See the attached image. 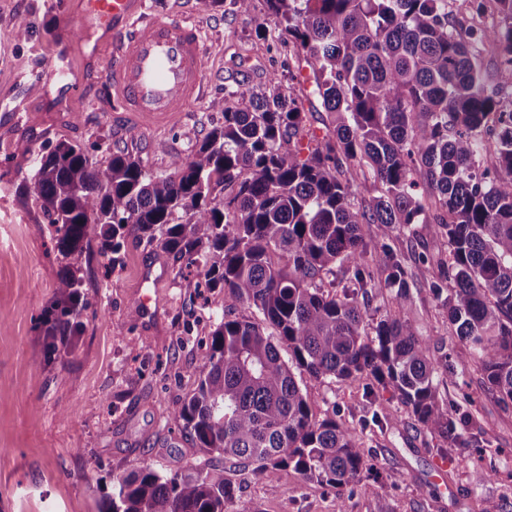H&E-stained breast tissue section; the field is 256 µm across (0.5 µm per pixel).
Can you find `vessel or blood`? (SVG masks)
Masks as SVG:
<instances>
[{
  "mask_svg": "<svg viewBox=\"0 0 512 512\" xmlns=\"http://www.w3.org/2000/svg\"><path fill=\"white\" fill-rule=\"evenodd\" d=\"M71 0H54L65 28L76 23L83 32L103 31L112 38V55L99 73L113 111L132 122L165 121L189 111L203 96V47L198 28L179 14L152 19L144 0H82L79 16Z\"/></svg>",
  "mask_w": 512,
  "mask_h": 512,
  "instance_id": "vessel-or-blood-1",
  "label": "vessel or blood"
}]
</instances>
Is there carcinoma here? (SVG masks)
Returning a JSON list of instances; mask_svg holds the SVG:
<instances>
[{
	"label": "carcinoma",
	"instance_id": "cac0c4a2",
	"mask_svg": "<svg viewBox=\"0 0 512 512\" xmlns=\"http://www.w3.org/2000/svg\"><path fill=\"white\" fill-rule=\"evenodd\" d=\"M265 2L278 37L310 63L331 137L302 155L296 100L275 79L261 96L239 84L224 124L174 159L169 174L154 176L119 150L100 162L61 141L41 155L23 194L48 218L62 257L82 255L96 238L116 254L134 236L200 269L216 305L229 296L246 307L249 315L212 330L197 386L172 419L202 451L258 472L291 468L334 491L344 512V492L371 466L356 427L312 415L295 371L365 374L430 431L448 438L457 430L435 383L457 376L448 353L422 346L399 313L365 323L360 225L376 224L388 238L432 212L448 260L431 273V290L489 388L512 404V101L478 66L490 52L512 71V0H492V23L479 29L457 18L450 0ZM484 134L495 139L492 177L475 163ZM369 174L377 195L359 206L353 187ZM381 249L384 284L401 311L403 259ZM338 270L347 280L340 296L324 290ZM81 288L72 272L59 279L44 321L54 352L79 330ZM233 493L222 468L162 474L143 464L112 477L99 512H224Z\"/></svg>",
	"mask_w": 512,
	"mask_h": 512
}]
</instances>
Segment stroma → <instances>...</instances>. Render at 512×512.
<instances>
[{
  "instance_id": "1",
  "label": "stroma",
  "mask_w": 512,
  "mask_h": 512,
  "mask_svg": "<svg viewBox=\"0 0 512 512\" xmlns=\"http://www.w3.org/2000/svg\"><path fill=\"white\" fill-rule=\"evenodd\" d=\"M204 44L207 95L170 126L139 129L111 109L94 78L110 54L103 33L58 36L51 0H0V512H97L114 474L140 464L163 473L219 466L235 493L225 512H334V492L293 469L258 474L196 448L171 413L195 388L198 353L216 324L245 315L232 299L199 297L195 268L135 237L117 262L99 247L61 259L39 206L18 192L40 154L60 141L80 144L98 160L109 149L164 175L173 157L187 156L224 122L230 91L245 85L267 93L280 78L305 114L301 148L326 138L327 114L311 71L268 27L265 0L239 12L234 0H178ZM63 68L69 96L48 82ZM408 273L404 308L420 343L444 348L457 366L455 384L439 395L459 417L460 439L432 433L392 391L368 377L297 381L316 418L359 427L360 448L372 466L367 481L344 495L346 512H512V406L504 407L430 290V270L447 258L435 224L401 227L391 240ZM83 280L86 309L70 353L47 348L43 320L66 271ZM70 417H63L64 409ZM446 454V481L433 461ZM487 478L478 483L475 472ZM382 483L386 493L373 485Z\"/></svg>"
}]
</instances>
